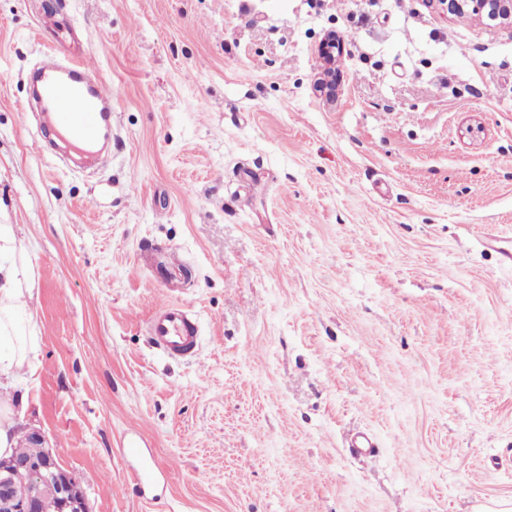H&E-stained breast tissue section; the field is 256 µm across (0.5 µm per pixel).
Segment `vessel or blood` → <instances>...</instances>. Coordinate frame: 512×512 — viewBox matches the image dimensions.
<instances>
[{"mask_svg":"<svg viewBox=\"0 0 512 512\" xmlns=\"http://www.w3.org/2000/svg\"><path fill=\"white\" fill-rule=\"evenodd\" d=\"M37 97L57 136L74 154L101 158L112 136V94L86 59L43 67L33 74ZM149 341L168 355L184 357L196 347L198 327L179 302L156 309L147 326Z\"/></svg>","mask_w":512,"mask_h":512,"instance_id":"1","label":"vessel or blood"}]
</instances>
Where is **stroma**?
<instances>
[{"label":"stroma","instance_id":"obj_1","mask_svg":"<svg viewBox=\"0 0 512 512\" xmlns=\"http://www.w3.org/2000/svg\"><path fill=\"white\" fill-rule=\"evenodd\" d=\"M44 14L112 91L95 173L25 110ZM0 224L38 346L0 407L89 512L512 499V267L478 234L512 239L511 25L437 0H0ZM169 302L199 323L191 359L148 341Z\"/></svg>","mask_w":512,"mask_h":512}]
</instances>
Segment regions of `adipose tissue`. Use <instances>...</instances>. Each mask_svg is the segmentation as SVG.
<instances>
[{
    "label": "adipose tissue",
    "mask_w": 512,
    "mask_h": 512,
    "mask_svg": "<svg viewBox=\"0 0 512 512\" xmlns=\"http://www.w3.org/2000/svg\"><path fill=\"white\" fill-rule=\"evenodd\" d=\"M16 235L12 225H0V388L21 381L19 370L32 363L36 347L25 333L19 316L31 291L27 289L28 269L15 256Z\"/></svg>",
    "instance_id": "ef3b65f1"
}]
</instances>
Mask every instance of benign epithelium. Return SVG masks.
<instances>
[{"instance_id":"obj_1","label":"benign epithelium","mask_w":512,"mask_h":512,"mask_svg":"<svg viewBox=\"0 0 512 512\" xmlns=\"http://www.w3.org/2000/svg\"><path fill=\"white\" fill-rule=\"evenodd\" d=\"M457 16L467 14L481 18L488 16L512 24V0H439ZM28 485L29 495L18 499L13 495L16 482ZM53 494L61 512H87L85 493L69 475L59 456L44 449L39 458L0 459V512H40L46 494Z\"/></svg>"}]
</instances>
